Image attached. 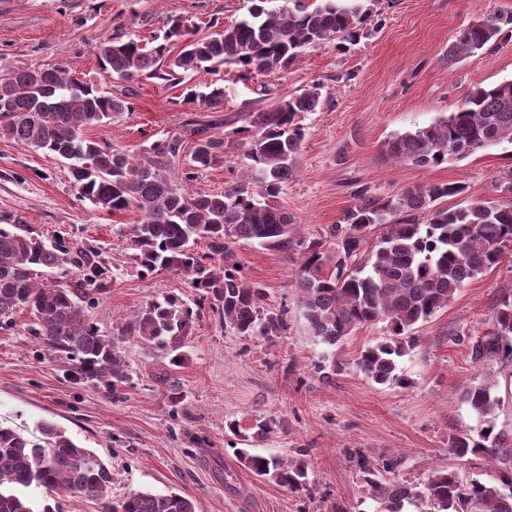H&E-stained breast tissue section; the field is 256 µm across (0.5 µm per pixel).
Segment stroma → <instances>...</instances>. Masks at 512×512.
<instances>
[{
	"label": "stroma",
	"instance_id": "stroma-1",
	"mask_svg": "<svg viewBox=\"0 0 512 512\" xmlns=\"http://www.w3.org/2000/svg\"><path fill=\"white\" fill-rule=\"evenodd\" d=\"M370 21L354 42L309 48L293 67L238 81L231 66L170 84L154 78L119 80L103 70L94 51L101 40L136 39L152 45L170 18L186 21L195 36L244 17L248 0H0V71L23 65H62L131 108L113 113L86 135L139 157L157 140L206 124L224 138L220 163L199 171L194 192H223L239 181L246 147L233 130L246 113L268 109L308 85L322 86V104L306 114L307 136L294 173L278 202L293 219L295 238L312 241L342 223L360 190L380 195L430 184L460 182L455 209L470 201L503 200L500 184L512 170V145L482 149L457 161L414 168L387 159L386 141L454 111L477 85L512 80V40L451 69L442 54L456 33L483 14L512 12V0H361ZM224 88V101L200 99L206 84ZM139 215L108 214L78 200L68 167L0 135V224H20L45 242L63 236L97 249L109 278L88 318L115 339L127 366L119 392L75 375V361L50 351L28 333L27 312L0 328V424L25 436L47 422L93 450L112 471L110 496L129 491H177L197 512H375L362 488L356 457L394 460L398 478L423 484L434 470L453 468L462 481L486 480L497 462L478 453L448 455V440L481 427L463 403L465 387L494 378L502 405L496 430L512 448V365L474 366L469 346L492 325L503 297H512V244L500 265L462 288L454 300L415 330L417 342L398 362L406 386L380 385L355 365L359 351L386 336L384 324L358 329L330 346L310 336L292 286L296 252L280 253L241 241L235 258L249 281L267 293L269 307L288 325L273 340L225 328L212 301H198L184 275L140 274L128 234ZM179 296L202 311L180 370L186 409L173 413L158 381L164 367L120 329L144 302ZM336 371L323 375L322 370ZM285 420L284 431L253 444V452L283 459L305 456L310 489L295 493L242 468L227 425L258 417Z\"/></svg>",
	"mask_w": 512,
	"mask_h": 512
}]
</instances>
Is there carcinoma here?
Masks as SVG:
<instances>
[{
  "label": "carcinoma",
  "mask_w": 512,
  "mask_h": 512,
  "mask_svg": "<svg viewBox=\"0 0 512 512\" xmlns=\"http://www.w3.org/2000/svg\"><path fill=\"white\" fill-rule=\"evenodd\" d=\"M267 2L257 0L247 17L212 36L189 39L186 22L177 19L151 48L134 39L108 38L95 45V53L119 80L145 76L171 82L223 65L251 80L294 66L315 45L357 39L368 21L359 0H322L311 10L301 0H283L285 5L273 8ZM511 37V12L487 14L457 32L443 61L452 68ZM321 89L314 83L270 109L247 113L245 125L235 130L247 145V180L216 194H198L188 185L194 169L221 161L224 139L196 128L185 137L153 142L140 158L90 140L85 129L106 124L130 103L59 65L24 66L0 75V134L50 160L68 162L77 195L96 209L112 215L138 210L142 220L132 225L129 246L139 271L181 270L201 299L212 296L221 303L224 327L241 336L271 339L287 324L265 303V290L246 281L231 245L252 242L284 254L298 248L293 288L309 333L334 346L359 328L386 323L389 339L361 350L356 365L377 384L404 386L397 359L415 344L411 331L501 262L503 247L512 242V205L480 200L456 209L439 206V200L464 192L460 182L386 196L363 189L330 236L309 243L294 238L292 218L275 199L292 176L306 136L304 117L320 106ZM189 142L192 146L185 147ZM505 142L512 144V80L473 87L454 111L390 138L384 155L429 167ZM186 148L192 170L176 178L171 161ZM67 265L77 270L74 280L51 279ZM104 275V262L92 246L63 237L47 244L19 224L0 226V327L13 325L16 313L28 312L31 335L73 357L83 379L115 392L127 379L124 361L114 338L83 309L103 290ZM196 319L183 300L170 296L141 305L121 329V335L168 360L162 385L175 408L184 402L177 371L186 362L183 348ZM469 355L479 366L493 360L512 364L511 298L498 305L491 330L471 343ZM492 389L482 383L463 390L462 400L485 426L476 438L453 436L448 455L489 452L502 463L498 477L464 484L454 470L439 469L420 488L390 476L394 462L362 456L364 492L377 503V512H403L413 500L423 501L427 512H512V449L501 447L495 432L499 399ZM285 426L283 419H263L249 425L233 421L228 429L236 440L256 443ZM39 432L41 437L31 439L0 424V512H52L50 505L40 508L26 496L33 485L50 495L95 500L101 512H196L194 501L177 493L133 490L112 504V475L97 455L49 424L40 425ZM235 452L254 474L295 491L307 489L305 458L285 461L247 448Z\"/></svg>",
  "instance_id": "cac0c4a2"
}]
</instances>
